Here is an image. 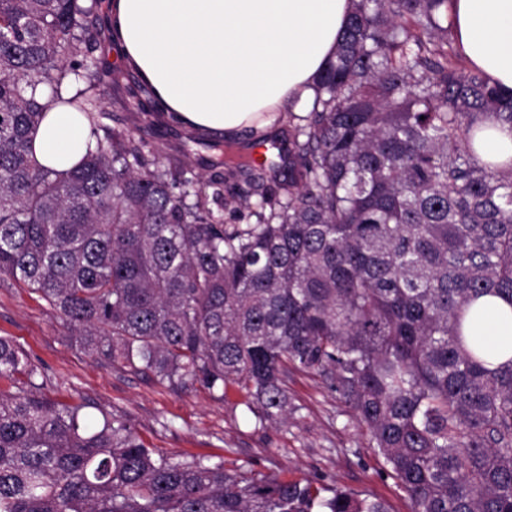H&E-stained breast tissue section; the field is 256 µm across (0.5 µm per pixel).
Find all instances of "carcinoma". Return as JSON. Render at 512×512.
<instances>
[{"label":"carcinoma","instance_id":"1","mask_svg":"<svg viewBox=\"0 0 512 512\" xmlns=\"http://www.w3.org/2000/svg\"><path fill=\"white\" fill-rule=\"evenodd\" d=\"M451 0H352L288 141L280 193L226 224L184 167L106 118L98 0H0V279L44 300L99 361L172 389L244 392L288 417V370L320 376L366 426L412 512H512V358L465 340L484 294L512 305V165L481 161L512 93L448 50ZM83 81L61 96L65 78ZM67 104L95 146L33 163ZM0 337V512H387L312 480L248 478L148 448L130 421L50 403ZM25 380H17V376Z\"/></svg>","mask_w":512,"mask_h":512}]
</instances>
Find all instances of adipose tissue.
I'll return each instance as SVG.
<instances>
[{
  "mask_svg": "<svg viewBox=\"0 0 512 512\" xmlns=\"http://www.w3.org/2000/svg\"><path fill=\"white\" fill-rule=\"evenodd\" d=\"M351 0H111L110 40L150 89L162 120L198 133L264 134L288 103L311 97L331 59ZM464 60L512 90V0H453ZM90 130L51 106L34 142L40 166L65 172L92 148ZM469 335L491 363L512 345V305L481 298Z\"/></svg>",
  "mask_w": 512,
  "mask_h": 512,
  "instance_id": "ef3b65f1",
  "label": "adipose tissue"
}]
</instances>
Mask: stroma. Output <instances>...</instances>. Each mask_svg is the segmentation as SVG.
Here are the masks:
<instances>
[{"mask_svg":"<svg viewBox=\"0 0 512 512\" xmlns=\"http://www.w3.org/2000/svg\"><path fill=\"white\" fill-rule=\"evenodd\" d=\"M97 91L115 127L189 159L184 176L205 177L211 206L229 224H253L230 201L239 191L278 190L290 171L269 168L240 141L191 135L158 120L148 88L123 69L107 43L97 51ZM0 336L10 338L39 367L40 394L70 405L94 404L131 420L146 446L176 457L219 455L228 469L291 480L318 479L354 495L384 500L390 512H411L406 494L388 477L354 411L315 374L289 370L286 422L255 429L235 389L217 397L201 385L173 390L96 361L75 342L57 313L28 289L0 280Z\"/></svg>","mask_w":512,"mask_h":512,"instance_id":"obj_1","label":"stroma"}]
</instances>
